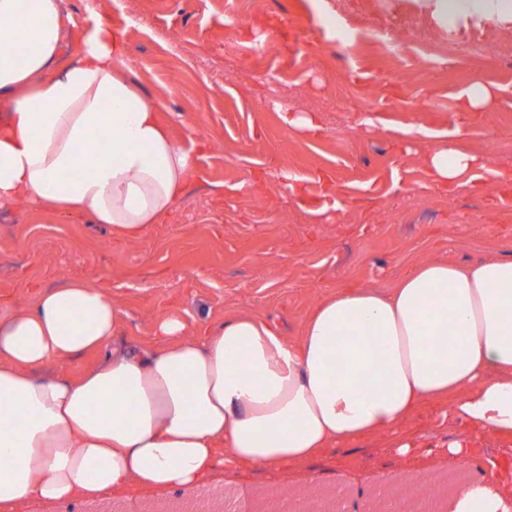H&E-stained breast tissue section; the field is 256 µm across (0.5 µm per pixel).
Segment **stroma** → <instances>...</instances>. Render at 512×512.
Returning <instances> with one entry per match:
<instances>
[{
  "mask_svg": "<svg viewBox=\"0 0 512 512\" xmlns=\"http://www.w3.org/2000/svg\"><path fill=\"white\" fill-rule=\"evenodd\" d=\"M331 2L333 24L316 0H97L125 32L130 82L162 99L177 140L208 142L202 178L138 244L48 205L0 206V305L26 309L78 279L122 304L119 335L132 345L151 341L154 320L174 310L214 323L250 312L295 338L317 299L343 286L386 288L432 257H512V32L461 24L442 33L414 0ZM477 82L494 101L458 111ZM289 112L316 115L317 129L287 127ZM438 133L482 160L449 190L424 165ZM326 173L336 207L317 218ZM402 435L424 453L458 440L469 448L434 475L438 504L482 479L490 460L512 486V439L469 435L447 408L422 405ZM367 466L379 480L339 484ZM303 470L328 512H354L363 496L389 512L394 488L420 479L377 437ZM299 493L258 470L208 488L209 499H235L237 512H289ZM185 500L173 491L48 512H179Z\"/></svg>",
  "mask_w": 512,
  "mask_h": 512,
  "instance_id": "stroma-1",
  "label": "stroma"
}]
</instances>
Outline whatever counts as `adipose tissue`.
Here are the masks:
<instances>
[{
	"label": "adipose tissue",
	"mask_w": 512,
	"mask_h": 512,
	"mask_svg": "<svg viewBox=\"0 0 512 512\" xmlns=\"http://www.w3.org/2000/svg\"><path fill=\"white\" fill-rule=\"evenodd\" d=\"M437 28L512 31V0H417ZM64 0H0V204L54 206L143 241L202 176L199 144L176 142L159 104L126 78L124 35L95 5L76 58L59 65ZM425 164L441 186L479 164L440 140ZM124 311L80 281L0 316V512L74 500L232 486L251 470L297 479L303 463L362 438H400L425 403L512 438V257L418 262L394 288L321 297L299 339L239 314L189 325L173 311L153 342L117 339ZM372 338L352 343L353 332ZM80 376L57 365L87 354ZM450 512H512L495 480Z\"/></svg>",
	"instance_id": "ef3b65f1"
}]
</instances>
